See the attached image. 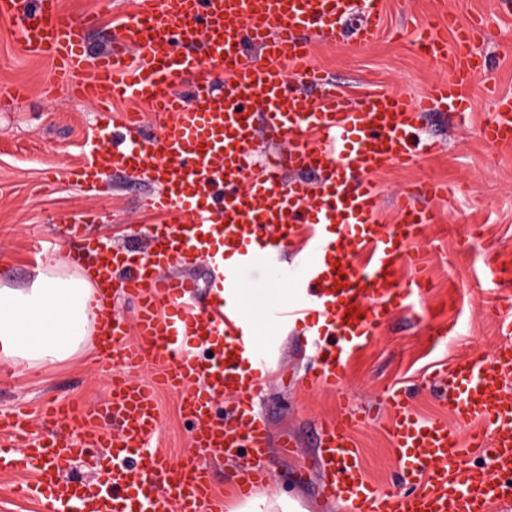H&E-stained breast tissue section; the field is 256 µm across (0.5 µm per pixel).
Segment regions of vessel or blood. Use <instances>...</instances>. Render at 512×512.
<instances>
[{
	"mask_svg": "<svg viewBox=\"0 0 512 512\" xmlns=\"http://www.w3.org/2000/svg\"><path fill=\"white\" fill-rule=\"evenodd\" d=\"M383 6L384 0H140L111 47L90 54L60 0H0V16L16 23L25 49L51 62V85L101 109L97 135L73 179L91 185L113 166L150 175L162 189L149 204L168 215L149 231L146 251L101 241L95 246L102 287L138 302L136 342H128L123 320L104 315L112 324L104 351L112 373L104 409L48 405L44 419L70 428L69 435L48 439L29 437L27 418L0 414V431L17 439L0 448V468L37 469L35 491L51 512H224L212 493V455L253 458L236 473L238 497L269 483L259 464L268 428L253 406L269 360L237 296L244 271H278L288 244L298 247L296 298L269 307L266 319L309 325L320 357L303 377L309 388L336 387L347 358L369 343L392 309L423 294L418 280L400 288L395 271L417 264L408 245L436 214L408 190L395 201L396 224L385 228L374 177L427 150L420 137L425 112L470 111L462 89L486 69L476 50L484 20L475 16L461 24L452 18L448 35L421 34L419 48L447 61L449 73L427 95L351 96L309 66L311 39L373 43L383 30ZM353 9L363 22L351 34L336 23ZM133 46L140 53L136 61ZM290 66L300 82L319 89V98L288 86ZM116 102L134 109L113 112ZM145 108L156 129L145 126ZM261 132L271 141L287 140L288 149L258 166L253 158ZM481 135L490 144L512 146L511 95L495 97ZM216 237L237 251L234 265L211 250ZM363 254L369 263L362 271L354 261ZM192 256L210 261L220 290L203 307L193 302L191 278L167 273ZM499 329L492 357L470 355L435 373L448 413L466 427V436L419 416L400 391H389L390 436L409 491L386 494L367 481L351 437L359 415L348 411L325 420L319 464L326 495L345 502L349 512H512L511 315ZM142 366L156 370L157 379L130 376L131 368ZM161 387L178 395L183 415L195 425L193 454L173 468L151 445L160 427ZM217 393L233 399L229 416L219 419L212 415ZM107 415L116 431H106ZM100 448L111 449L113 465L95 483L62 478L51 465L57 458H92ZM469 448L486 464L468 461ZM165 471L170 479L154 486Z\"/></svg>",
	"mask_w": 512,
	"mask_h": 512,
	"instance_id": "vessel-or-blood-1",
	"label": "vessel or blood"
}]
</instances>
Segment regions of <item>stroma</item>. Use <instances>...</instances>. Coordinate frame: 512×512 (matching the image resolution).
Returning a JSON list of instances; mask_svg holds the SVG:
<instances>
[{
	"label": "stroma",
	"mask_w": 512,
	"mask_h": 512,
	"mask_svg": "<svg viewBox=\"0 0 512 512\" xmlns=\"http://www.w3.org/2000/svg\"><path fill=\"white\" fill-rule=\"evenodd\" d=\"M138 2L61 0L74 19L95 17L93 26L78 30L93 52L108 49L114 26L129 20ZM479 13L491 16L481 41L489 65L482 78L464 89L473 104L470 115L461 118L440 109L426 113L422 135L437 143V151L376 177L381 223H396L395 198L409 189L440 214L416 244L426 257L422 275L427 291L415 311H394L346 362L340 386L312 391L300 382L317 363L306 329L270 326L263 320L267 306L293 301L294 285L273 279L261 267L244 274L256 340L273 349V376L256 399L270 436L261 464L271 480L261 493L297 501L303 512H347L343 503L322 498L317 457L319 421L347 407L371 416L354 435L368 480L385 493L403 491L400 463L388 437V390L406 389L423 417H447L429 375L474 353L493 356L499 343L494 303L512 297V148L489 145L480 134L493 95L512 94V5L496 0H386L385 27L372 45L339 47L320 37L315 40L311 63L337 87L354 96L385 90L416 98L448 76L447 65L417 50L420 31L445 25L452 15L465 21ZM50 71L48 60L23 48L15 23L0 18V87L27 91L21 101L0 97V285L13 288L29 287L39 273L34 243L49 247L64 270L73 273L77 267L71 257L85 252L88 242L105 238L118 246L139 247L148 228L159 221L143 207L156 186L121 168L106 170L94 190L72 179L69 171L83 159L95 130L96 107L66 89H48ZM430 181L446 186V197L431 200L425 192ZM87 214L96 220L85 223L83 237L69 235L67 221ZM491 261L510 272L496 285L480 280ZM435 318L462 325V335L433 339L430 323ZM108 390L109 378L100 370L97 354L87 350L47 367L0 371V410L28 414L40 434L46 402L97 405ZM159 413L153 443L174 466L193 451L194 425L181 414L174 393L161 392ZM286 435L295 439L296 455L282 452L279 443ZM33 478L30 472L0 470V512H47L45 502L18 493Z\"/></svg>",
	"instance_id": "1"
}]
</instances>
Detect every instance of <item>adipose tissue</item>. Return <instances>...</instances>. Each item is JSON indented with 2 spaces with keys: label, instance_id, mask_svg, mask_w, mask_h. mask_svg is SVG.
I'll return each instance as SVG.
<instances>
[{
  "label": "adipose tissue",
  "instance_id": "1",
  "mask_svg": "<svg viewBox=\"0 0 512 512\" xmlns=\"http://www.w3.org/2000/svg\"><path fill=\"white\" fill-rule=\"evenodd\" d=\"M88 275L60 271L54 257L27 288L0 286V361L44 366L80 352L97 317Z\"/></svg>",
  "mask_w": 512,
  "mask_h": 512
}]
</instances>
